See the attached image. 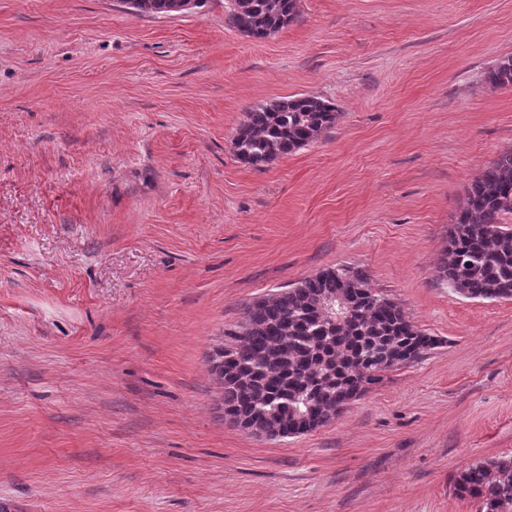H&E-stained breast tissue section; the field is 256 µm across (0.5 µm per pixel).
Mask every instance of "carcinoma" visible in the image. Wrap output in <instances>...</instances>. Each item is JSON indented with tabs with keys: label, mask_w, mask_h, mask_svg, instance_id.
Wrapping results in <instances>:
<instances>
[{
	"label": "carcinoma",
	"mask_w": 512,
	"mask_h": 512,
	"mask_svg": "<svg viewBox=\"0 0 512 512\" xmlns=\"http://www.w3.org/2000/svg\"><path fill=\"white\" fill-rule=\"evenodd\" d=\"M209 0H125L136 16L193 13ZM300 18L299 0H228L224 26L268 37ZM493 87H512V56L485 73ZM336 106L313 95L260 103L245 113L231 141L234 156L264 170L317 142L336 125ZM439 278L467 299L512 300V150L471 180L448 229ZM340 292L351 315L338 321L322 302ZM208 363L221 390L224 419L273 439L313 432L380 383L383 373L416 361L439 340L415 326L394 300L369 287L365 272L334 267L255 301L244 322L224 332ZM454 493L479 512L512 509V457L476 462L454 480Z\"/></svg>",
	"instance_id": "obj_1"
}]
</instances>
